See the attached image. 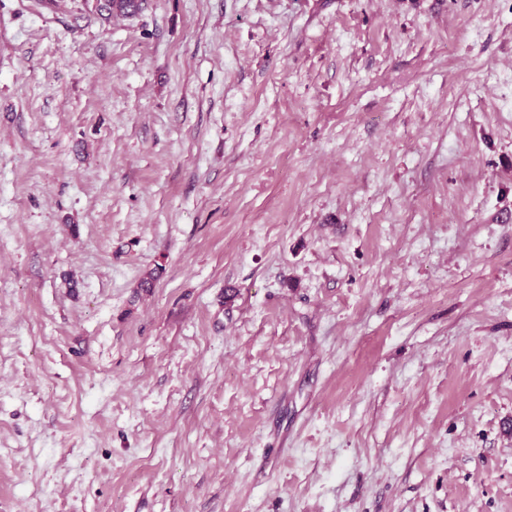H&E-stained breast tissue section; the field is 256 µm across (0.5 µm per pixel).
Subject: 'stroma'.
<instances>
[{"label":"stroma","instance_id":"obj_1","mask_svg":"<svg viewBox=\"0 0 512 512\" xmlns=\"http://www.w3.org/2000/svg\"><path fill=\"white\" fill-rule=\"evenodd\" d=\"M0 512H512V0H0ZM144 0H97V10L108 16L132 17L142 8Z\"/></svg>","mask_w":512,"mask_h":512}]
</instances>
